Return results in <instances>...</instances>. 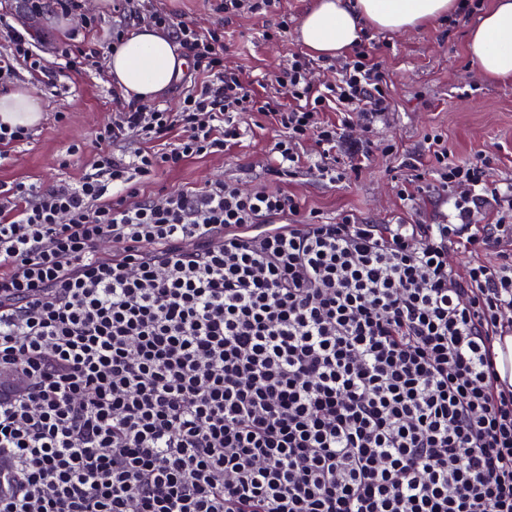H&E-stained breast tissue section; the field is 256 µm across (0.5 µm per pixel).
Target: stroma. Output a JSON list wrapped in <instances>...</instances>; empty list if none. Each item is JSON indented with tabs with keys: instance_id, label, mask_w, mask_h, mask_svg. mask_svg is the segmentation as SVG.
I'll return each mask as SVG.
<instances>
[{
	"instance_id": "35a3bbf8",
	"label": "stroma",
	"mask_w": 512,
	"mask_h": 512,
	"mask_svg": "<svg viewBox=\"0 0 512 512\" xmlns=\"http://www.w3.org/2000/svg\"><path fill=\"white\" fill-rule=\"evenodd\" d=\"M310 3L279 0L263 14L231 19L215 10L212 0H145L143 8L164 9L204 31L223 29L227 65L262 82L286 65L292 53L303 52L297 28ZM492 4L493 0H478L477 9L407 32H373L365 48L388 82L391 108L372 131L354 125L352 137L369 138L370 156L366 166L345 182L329 185L306 169L291 181L274 180L265 164L276 131L256 115L253 132L231 151L192 159L162 173L152 190L199 188L215 179L235 181L246 191L280 186L305 210L328 218L347 212L375 224H396L409 217L396 195L398 181L412 175L405 160L422 152L426 134L434 129L446 134L459 158L488 156L492 179L512 175V82L484 81L467 53L470 29ZM4 8L11 24L28 30L44 54H51L69 32L56 25V15L49 11L31 23L24 0H6ZM283 21L288 24L284 30L279 27ZM17 70L15 88L38 95L43 112L30 138L13 147L10 161L0 166V184L29 181L47 186L78 179L97 151L95 131L112 119V84L106 77L87 74L63 77L48 87L31 78L25 64H18ZM60 112L65 115L61 121L56 118ZM75 144L79 152L69 154Z\"/></svg>"
}]
</instances>
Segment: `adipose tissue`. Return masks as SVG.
I'll list each match as a JSON object with an SVG mask.
<instances>
[{
  "mask_svg": "<svg viewBox=\"0 0 512 512\" xmlns=\"http://www.w3.org/2000/svg\"><path fill=\"white\" fill-rule=\"evenodd\" d=\"M458 0H313L299 28L300 41L316 56L351 50L366 29L400 33L453 14ZM467 52L484 79L512 81V0H494L468 38ZM187 61L154 27L141 26L109 54L108 76L128 98L149 102L181 77ZM41 103L27 90L0 95V120L35 125Z\"/></svg>",
  "mask_w": 512,
  "mask_h": 512,
  "instance_id": "ef3b65f1",
  "label": "adipose tissue"
}]
</instances>
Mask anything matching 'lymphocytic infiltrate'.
<instances>
[{
	"label": "lymphocytic infiltrate",
	"instance_id": "lymphocytic-infiltrate-1",
	"mask_svg": "<svg viewBox=\"0 0 512 512\" xmlns=\"http://www.w3.org/2000/svg\"><path fill=\"white\" fill-rule=\"evenodd\" d=\"M49 4L75 21L62 69L0 13V86L21 61L47 85L104 74L82 0L26 2ZM149 19L203 83L174 112L118 99L78 180L0 185V512H512L494 352L512 333V178L435 130L409 165L452 203L436 224L325 221L224 179L147 192L255 113L280 131L269 175H297L310 142L318 178L345 181L366 157L348 128L390 106L364 46L320 84L292 54L264 96L223 32Z\"/></svg>",
	"mask_w": 512,
	"mask_h": 512
}]
</instances>
